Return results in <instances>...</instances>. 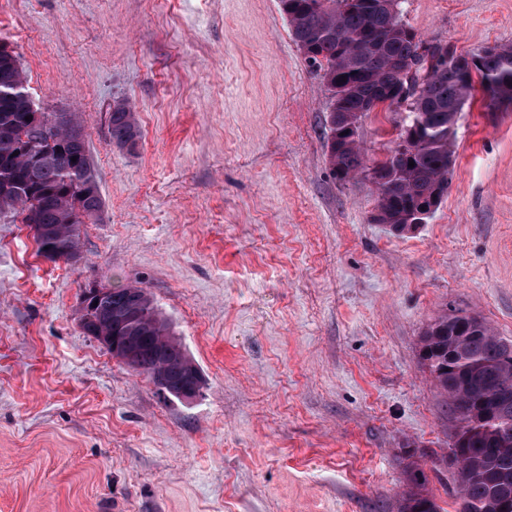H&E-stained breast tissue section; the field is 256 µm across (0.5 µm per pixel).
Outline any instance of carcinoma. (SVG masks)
Wrapping results in <instances>:
<instances>
[{
  "label": "carcinoma",
  "instance_id": "1",
  "mask_svg": "<svg viewBox=\"0 0 512 512\" xmlns=\"http://www.w3.org/2000/svg\"><path fill=\"white\" fill-rule=\"evenodd\" d=\"M292 39L308 46L306 59L322 71L331 95L328 158L340 179L360 172L383 179L379 224H403L426 211L441 187L448 184V159L454 156L455 124L473 96L474 80L492 86L512 104V43L486 50L474 72L452 64L429 75L421 55L424 42L401 18L400 0H279ZM420 88L407 111L400 134L414 137L411 148L393 147L389 167L365 166L358 124L365 105L385 90L399 95L404 69ZM27 79L13 49L0 50V215H23L36 229L38 253L52 261L79 257L80 226L94 223L104 202L91 167L88 143L73 112L30 110ZM112 143L133 149L140 138L130 105L117 102L108 113ZM28 146L43 154L33 163ZM76 161H71V158ZM414 166H409V162ZM136 296L143 315L130 324L120 311ZM461 317L442 315L421 336L420 359L446 395L458 420L461 437L449 446L459 459L454 471L457 512H496L506 501L512 506V455L492 452L512 445V363L505 360L511 341L495 334L487 323L456 332ZM83 332L88 336H136L138 360L132 370L150 379L179 366L170 352L181 346L168 320L148 293L138 287L113 288L90 312ZM398 512H441L427 488L424 471L413 466Z\"/></svg>",
  "mask_w": 512,
  "mask_h": 512
}]
</instances>
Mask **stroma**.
I'll list each match as a JSON object with an SVG mask.
<instances>
[{
    "label": "stroma",
    "instance_id": "35a3bbf8",
    "mask_svg": "<svg viewBox=\"0 0 512 512\" xmlns=\"http://www.w3.org/2000/svg\"><path fill=\"white\" fill-rule=\"evenodd\" d=\"M423 40L512 42V0H403ZM45 112L83 123L104 201L79 259L0 216V512H396L424 469L455 512L457 427L419 357L439 315L512 340V105L475 91L448 194L399 235L327 159L330 96L279 0H0ZM141 137L112 144L114 101ZM403 113L366 116L384 161ZM91 285L152 296L198 366L161 398L78 323Z\"/></svg>",
    "mask_w": 512,
    "mask_h": 512
}]
</instances>
